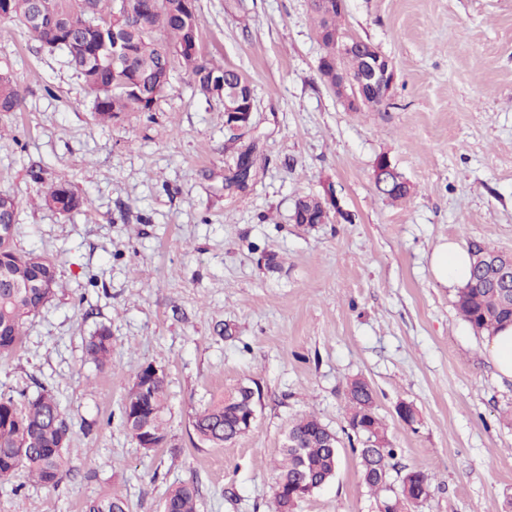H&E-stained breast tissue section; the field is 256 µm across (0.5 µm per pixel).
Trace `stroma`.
Returning a JSON list of instances; mask_svg holds the SVG:
<instances>
[{
    "mask_svg": "<svg viewBox=\"0 0 512 512\" xmlns=\"http://www.w3.org/2000/svg\"><path fill=\"white\" fill-rule=\"evenodd\" d=\"M345 4L342 28L396 66L375 111L348 110L321 79L309 0H197L202 55L251 83L243 130L178 66L154 111L100 122L65 55L0 21V72L24 94L0 113V193L18 203L14 248L53 261L62 283L0 356V394L53 390L71 428L69 478L48 489L17 473L0 512H83L115 492L129 512H161L182 482L198 485V512H270L272 462L305 413L337 434L341 460L300 512H380L348 438L356 378L402 450L396 470L432 477L416 512H512V380L430 264L449 240L512 254V0ZM249 146L254 180L225 192ZM382 155L413 185L406 199L377 191ZM51 181L88 209L41 205ZM303 196L338 198L349 217L293 223ZM103 327L112 356L99 368L85 345ZM148 363L169 394L166 440L149 453L120 418ZM239 384L260 392L253 427L201 444L194 414Z\"/></svg>",
    "mask_w": 512,
    "mask_h": 512,
    "instance_id": "stroma-1",
    "label": "stroma"
}]
</instances>
